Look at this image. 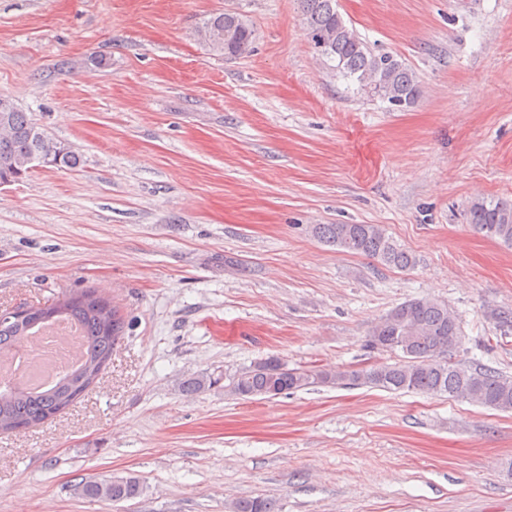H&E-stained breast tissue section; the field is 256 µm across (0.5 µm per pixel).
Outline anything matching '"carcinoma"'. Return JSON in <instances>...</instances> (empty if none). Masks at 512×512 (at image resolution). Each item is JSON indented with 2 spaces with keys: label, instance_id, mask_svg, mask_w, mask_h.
<instances>
[{
  "label": "carcinoma",
  "instance_id": "cac0c4a2",
  "mask_svg": "<svg viewBox=\"0 0 512 512\" xmlns=\"http://www.w3.org/2000/svg\"><path fill=\"white\" fill-rule=\"evenodd\" d=\"M305 36L322 59L334 63L343 77L358 82L381 99L398 107L414 103L419 81L413 70L389 53H375L349 27L336 9V0H299ZM198 35L212 52L226 55L237 45L252 44L253 29L236 12L211 14L198 27ZM0 110V183L15 182L32 170L39 158L44 166L76 168L80 155L49 138L27 113L7 97ZM468 223L483 236L512 245V201L477 198L468 209ZM316 236L337 248L364 255L382 265L406 269L414 257L390 237L380 224H318ZM63 323L77 326L83 336V362L56 383L39 391L0 387V434L40 425L85 395L112 360L122 339L124 322L112 303L94 288L63 294L38 307ZM29 319L0 321V352H9L33 334ZM460 341L454 312L442 300L424 297L393 308L371 330L372 348L396 353L399 359L352 370L288 368L278 358L240 370L224 391L238 399L265 398L315 385L369 386L448 396L502 412L512 411V376L451 361ZM80 496L113 502L133 499L142 492L132 476L87 477L75 485ZM234 512H278L266 497L241 499Z\"/></svg>",
  "mask_w": 512,
  "mask_h": 512
}]
</instances>
